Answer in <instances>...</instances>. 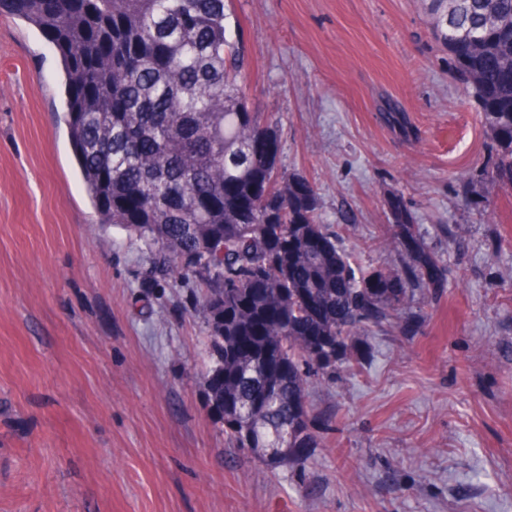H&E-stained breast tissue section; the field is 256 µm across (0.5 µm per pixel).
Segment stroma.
Segmentation results:
<instances>
[{
    "instance_id": "obj_1",
    "label": "stroma",
    "mask_w": 512,
    "mask_h": 512,
    "mask_svg": "<svg viewBox=\"0 0 512 512\" xmlns=\"http://www.w3.org/2000/svg\"><path fill=\"white\" fill-rule=\"evenodd\" d=\"M278 166L318 193L353 265L400 269L399 197L444 286L409 335L359 337L334 412L272 473L205 404L204 286L101 223L59 55L0 13V512H512V189L421 0H231ZM400 112L402 126L384 113Z\"/></svg>"
}]
</instances>
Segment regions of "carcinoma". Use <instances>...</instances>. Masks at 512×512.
<instances>
[{"instance_id":"obj_1","label":"carcinoma","mask_w":512,"mask_h":512,"mask_svg":"<svg viewBox=\"0 0 512 512\" xmlns=\"http://www.w3.org/2000/svg\"><path fill=\"white\" fill-rule=\"evenodd\" d=\"M429 30L494 141L487 176L512 187V0H422ZM61 57L69 136L94 209L161 247L166 271L205 285L197 304L217 354L211 411L271 472L313 447L330 419L314 384L361 363L356 337L402 316L415 292L443 287L436 256L399 198L393 274L356 272L318 220V196L277 172L275 139L250 103L248 54L227 0H0Z\"/></svg>"}]
</instances>
